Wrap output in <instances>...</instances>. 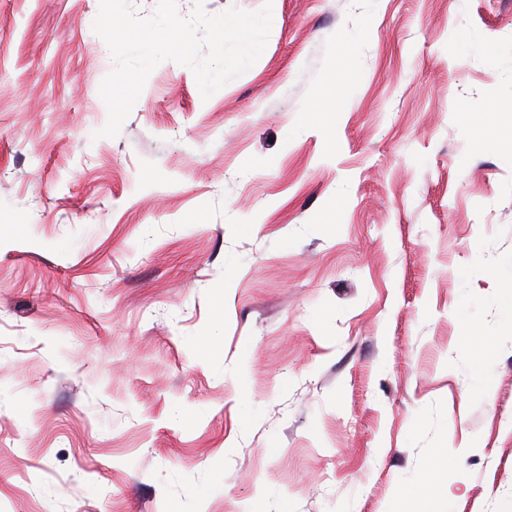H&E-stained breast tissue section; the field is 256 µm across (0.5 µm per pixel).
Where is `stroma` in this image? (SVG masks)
<instances>
[{
    "label": "stroma",
    "instance_id": "stroma-1",
    "mask_svg": "<svg viewBox=\"0 0 512 512\" xmlns=\"http://www.w3.org/2000/svg\"><path fill=\"white\" fill-rule=\"evenodd\" d=\"M98 10L0 0V512H512V0H273L100 139Z\"/></svg>",
    "mask_w": 512,
    "mask_h": 512
}]
</instances>
